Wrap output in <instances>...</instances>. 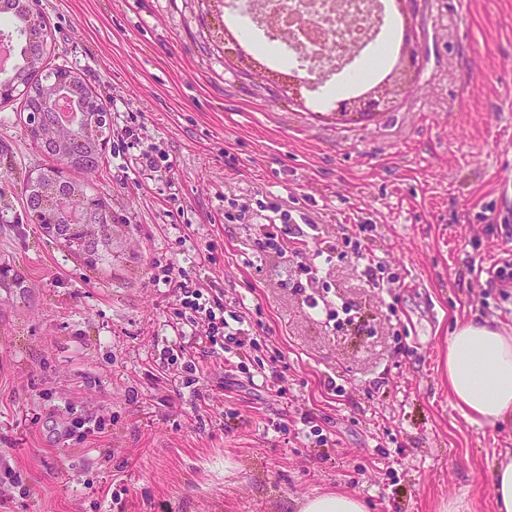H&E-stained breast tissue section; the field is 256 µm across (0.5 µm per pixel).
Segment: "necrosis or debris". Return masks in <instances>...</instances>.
Wrapping results in <instances>:
<instances>
[{
    "label": "necrosis or debris",
    "instance_id": "4bbe7bcc",
    "mask_svg": "<svg viewBox=\"0 0 512 512\" xmlns=\"http://www.w3.org/2000/svg\"><path fill=\"white\" fill-rule=\"evenodd\" d=\"M239 6L252 25L246 37L251 50L323 89L358 94L384 59L371 56L370 76L359 80L347 69L352 56L371 43L396 51L386 0H239Z\"/></svg>",
    "mask_w": 512,
    "mask_h": 512
}]
</instances>
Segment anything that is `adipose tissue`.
I'll return each instance as SVG.
<instances>
[{"label":"adipose tissue","instance_id":"1","mask_svg":"<svg viewBox=\"0 0 512 512\" xmlns=\"http://www.w3.org/2000/svg\"><path fill=\"white\" fill-rule=\"evenodd\" d=\"M448 390L474 424L512 420V335L485 319L457 323L448 338Z\"/></svg>","mask_w":512,"mask_h":512}]
</instances>
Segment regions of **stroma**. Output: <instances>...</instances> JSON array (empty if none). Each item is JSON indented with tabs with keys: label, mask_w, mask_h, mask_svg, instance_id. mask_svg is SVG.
I'll return each mask as SVG.
<instances>
[{
	"label": "stroma",
	"mask_w": 512,
	"mask_h": 512,
	"mask_svg": "<svg viewBox=\"0 0 512 512\" xmlns=\"http://www.w3.org/2000/svg\"><path fill=\"white\" fill-rule=\"evenodd\" d=\"M408 8L417 92L345 122L239 61L223 0H39L45 70L79 73L107 110L98 168L63 174L109 207L118 257L91 269L33 223L19 176L56 161L28 135L21 101L0 103L11 512H107L113 492L123 512H295L325 491L356 494L368 512H440L459 497L492 512L512 427L467 420L446 360L456 322L479 315L512 333V279L492 271L512 264V0ZM124 125L138 139L118 138ZM144 152L168 169L140 173ZM260 199L296 216L292 232L345 310L339 325L308 315L292 256L258 250L265 225L235 221ZM343 224L372 225L362 252L343 245ZM372 259L384 288L364 273ZM157 260L222 288L257 346L201 360L197 384L175 381L164 352L191 338L168 287L150 281ZM278 375L282 398L262 385Z\"/></svg>",
	"instance_id": "stroma-1"
}]
</instances>
